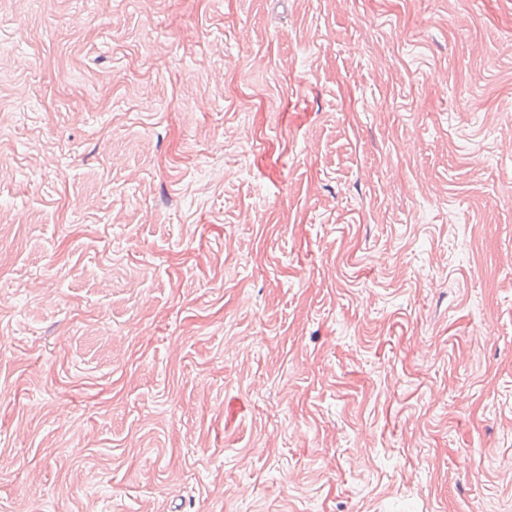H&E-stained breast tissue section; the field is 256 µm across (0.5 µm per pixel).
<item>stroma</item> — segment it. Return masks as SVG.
I'll return each instance as SVG.
<instances>
[{
	"mask_svg": "<svg viewBox=\"0 0 512 512\" xmlns=\"http://www.w3.org/2000/svg\"><path fill=\"white\" fill-rule=\"evenodd\" d=\"M0 512H512V0H0Z\"/></svg>",
	"mask_w": 512,
	"mask_h": 512,
	"instance_id": "obj_1",
	"label": "stroma"
}]
</instances>
